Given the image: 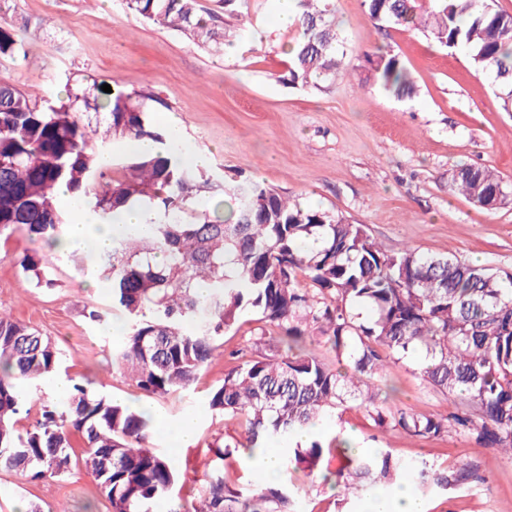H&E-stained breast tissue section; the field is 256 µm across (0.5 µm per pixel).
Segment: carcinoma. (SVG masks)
Masks as SVG:
<instances>
[{
	"instance_id": "cac0c4a2",
	"label": "carcinoma",
	"mask_w": 512,
	"mask_h": 512,
	"mask_svg": "<svg viewBox=\"0 0 512 512\" xmlns=\"http://www.w3.org/2000/svg\"><path fill=\"white\" fill-rule=\"evenodd\" d=\"M417 2L364 5L376 23L417 30L438 48L465 52L476 72L492 75L509 110L512 14L495 9L492 0H430L422 15ZM125 5L209 52L247 36V27L231 31L224 18L201 13L197 0ZM297 7L290 67L281 80L318 89L346 72L332 0H297ZM0 56L27 59L4 27ZM373 66L385 89L401 98L417 94L398 57L379 55ZM100 108L104 124L70 103L46 106L0 80V234L24 230L57 246L70 222L57 203L61 184L104 219L134 204L146 207L150 233L116 239L95 258L72 251L64 259L76 274L110 283L112 312L90 306L85 318L105 326L119 314L124 335L112 345V367L147 397L189 392L221 347L224 330L244 311L261 314L275 353L232 355L224 383L208 395L213 413L246 416L245 436L216 446L217 460L251 456L277 442L280 468L320 470L323 484L338 490L340 512L376 486L411 481L424 491L452 490L478 479L467 464L439 472L425 463L404 465L388 451L359 454L342 433L327 444L293 440L297 430L350 401L381 427L417 438L458 427L477 446L512 459L511 272L407 247L387 250L363 225L346 224L258 180L188 165L131 94L109 93ZM115 138H149L158 150L116 163L104 150ZM453 190L474 203L508 202L498 175L482 166L461 167ZM202 193L211 194L213 208L197 210ZM18 264L37 284L51 285L39 254L27 253ZM309 340L332 350L338 367L306 349ZM419 353L423 380L448 397L445 417L378 402L376 381L387 360ZM60 359L49 337L0 313V471L63 477L77 434L88 448L84 465L111 512H152L156 501L171 495L177 471L153 448L147 412L76 383L63 405L42 406L35 425L16 429L21 382L53 373ZM299 490L292 477L232 486L219 466L208 475L196 512H289Z\"/></svg>"
}]
</instances>
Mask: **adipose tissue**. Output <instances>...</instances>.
Listing matches in <instances>:
<instances>
[{
    "mask_svg": "<svg viewBox=\"0 0 512 512\" xmlns=\"http://www.w3.org/2000/svg\"><path fill=\"white\" fill-rule=\"evenodd\" d=\"M58 195L73 215L60 247L65 251L79 250L96 256L111 249L113 239L126 236L143 229L146 215L142 209L128 208L117 213L111 221H101L91 213L79 197L59 187Z\"/></svg>",
    "mask_w": 512,
    "mask_h": 512,
    "instance_id": "ef3b65f1",
    "label": "adipose tissue"
}]
</instances>
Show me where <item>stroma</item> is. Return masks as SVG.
<instances>
[{
	"mask_svg": "<svg viewBox=\"0 0 512 512\" xmlns=\"http://www.w3.org/2000/svg\"><path fill=\"white\" fill-rule=\"evenodd\" d=\"M336 25L348 66L325 88L280 81L288 58L281 46L292 28L277 22V0H250L247 20L227 16L230 27L246 25L250 38L233 55L196 49L177 32L142 20L122 0H0V26L23 38L27 61L0 59V79L21 92L58 103L68 92L100 80L142 95L159 130L177 123L208 168L264 182L284 195L366 225L388 249L409 246L512 271V204L486 210L452 192L460 165L495 169L512 190V112L504 111L489 77L476 75L461 52L431 46L417 31L375 27L362 0H335ZM399 57L418 89L400 98L377 83L370 58L378 50ZM47 258L46 288L24 277L18 265L27 251ZM112 304L106 281L86 287L83 278L57 261L56 253L25 233L0 235V311L50 336L61 366L55 374L23 385L25 414L17 429L35 424L45 404L66 402L55 383H81L124 404L148 406L169 420L195 413L198 429L184 443L157 429L156 449L174 464L176 486L187 507L199 505L214 466V444L240 437L244 418H222L208 407L209 392L224 381L230 354L257 342L265 327L256 312L239 316L224 345L198 374L195 391L160 399L146 397L135 382L112 368L115 333L88 323L86 307ZM419 358L389 363L384 374L396 394L393 406L422 414H447L448 398L426 384ZM344 433L366 449L387 448L404 464L436 469L477 465L482 476L469 488L425 496L427 512H512V460L476 446L455 431L414 438L377 426L352 403L325 419L320 439ZM63 478L29 480L0 472V512L39 506L52 512H109L108 501L81 463Z\"/></svg>",
	"mask_w": 512,
	"mask_h": 512,
	"instance_id": "stroma-1",
	"label": "stroma"
}]
</instances>
